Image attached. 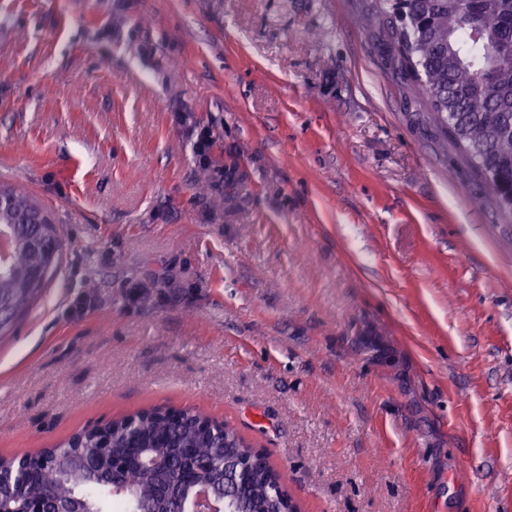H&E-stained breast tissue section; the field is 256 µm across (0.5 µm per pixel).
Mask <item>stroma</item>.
<instances>
[{
  "label": "stroma",
  "mask_w": 512,
  "mask_h": 512,
  "mask_svg": "<svg viewBox=\"0 0 512 512\" xmlns=\"http://www.w3.org/2000/svg\"><path fill=\"white\" fill-rule=\"evenodd\" d=\"M378 5L0 0V185L64 233L0 456L192 408L302 512H512V214Z\"/></svg>",
  "instance_id": "obj_1"
}]
</instances>
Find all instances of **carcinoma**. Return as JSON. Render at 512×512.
<instances>
[{
    "label": "carcinoma",
    "mask_w": 512,
    "mask_h": 512,
    "mask_svg": "<svg viewBox=\"0 0 512 512\" xmlns=\"http://www.w3.org/2000/svg\"><path fill=\"white\" fill-rule=\"evenodd\" d=\"M397 50L400 75L430 97L434 119L463 146L474 169L501 197L512 190V0H403L397 15H385ZM13 200L0 210V225L16 224L36 203L25 192L0 187ZM35 228L17 224L9 272L0 274V290L10 292L13 316L30 308L47 283L30 281L37 258L25 246ZM193 411L173 416L159 409L137 415L134 434L119 419L106 425L109 447L99 445V430L85 429L68 441L69 449L45 448L0 459V494L22 503L38 492L45 507L84 500L97 512H178L174 486L193 484L224 489V459L249 462L248 478L233 503L235 512H269L275 486L268 461L251 456V446L224 447V436ZM154 464L136 462L138 449ZM121 460L120 470L113 461Z\"/></svg>",
    "instance_id": "carcinoma-1"
}]
</instances>
